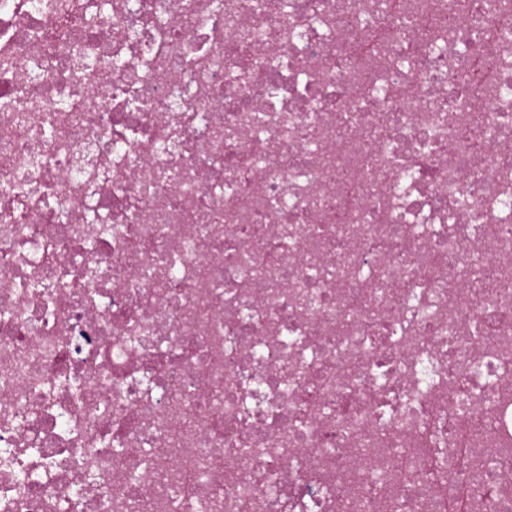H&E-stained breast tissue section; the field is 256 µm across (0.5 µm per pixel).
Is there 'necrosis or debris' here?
<instances>
[{
    "label": "necrosis or debris",
    "instance_id": "obj_1",
    "mask_svg": "<svg viewBox=\"0 0 512 512\" xmlns=\"http://www.w3.org/2000/svg\"><path fill=\"white\" fill-rule=\"evenodd\" d=\"M98 3L0 0V512H512V0Z\"/></svg>",
    "mask_w": 512,
    "mask_h": 512
}]
</instances>
